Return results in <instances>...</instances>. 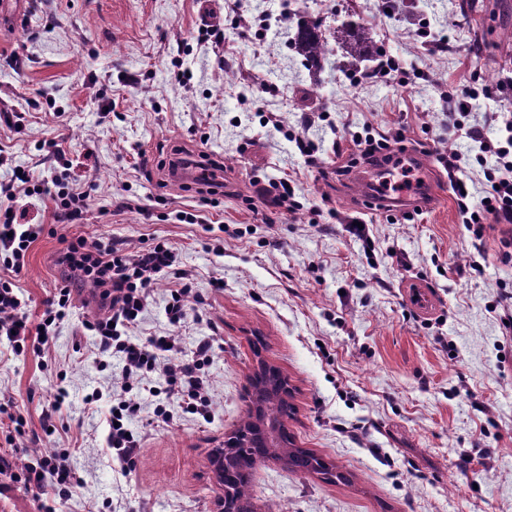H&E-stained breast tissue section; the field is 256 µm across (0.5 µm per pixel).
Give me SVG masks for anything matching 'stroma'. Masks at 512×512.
<instances>
[{"instance_id": "obj_1", "label": "stroma", "mask_w": 512, "mask_h": 512, "mask_svg": "<svg viewBox=\"0 0 512 512\" xmlns=\"http://www.w3.org/2000/svg\"><path fill=\"white\" fill-rule=\"evenodd\" d=\"M408 5L406 18L378 0H12L23 22L0 27V113L22 119L15 130L0 124V184L23 168L41 187L68 163L79 190L91 193L79 224L59 223L49 196L15 202L43 227L11 277L30 323L69 275L57 261L64 241L112 238L131 250L161 243L176 253L196 299L171 327L175 281L162 276L131 334L175 333L187 356L210 339L214 353L209 417L187 412L179 396L140 391L129 423L139 449L120 471L105 438L121 367L102 362L83 329L103 310L93 286L79 285L48 350L18 355L0 344V407L27 420L16 438L0 423V448L14 443L22 460L49 448L65 455L73 485L50 502L13 482L0 512H217L208 455L245 414L256 333L290 382L296 445L334 462L350 482L293 475L270 459L254 471L255 512H512V335L500 322L503 293L512 292V262H502L500 247L512 224L486 228L474 247L432 156L471 146L449 141L441 125L442 93L471 72L508 86L497 101L477 100L470 123L492 138L490 114L512 113V53L489 45L493 32L512 30V0ZM284 10L330 26L353 13L370 21L410 84L357 85L330 67L312 80L289 48ZM237 15L248 27L234 24ZM206 21L223 27L222 44L198 40ZM228 59L238 70L231 84ZM420 69L427 78H416ZM308 112L328 118L307 128ZM396 122L408 141L428 147L420 160L433 192L414 222L369 207L356 172L336 173L353 152V132ZM294 131L318 144L326 176L304 166ZM51 139L63 160L47 157L42 145ZM176 147L222 165L217 203L201 205L195 185L157 170ZM145 160L152 175L141 169ZM277 178L292 181L302 208L268 220L255 183ZM182 211L196 223L179 221ZM348 216L368 224L373 251L346 231ZM415 284L432 292L431 313L407 303ZM61 387L69 396L59 406ZM96 388L101 399L85 404ZM161 406L168 418L158 416Z\"/></svg>"}]
</instances>
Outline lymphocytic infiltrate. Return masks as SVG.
Returning a JSON list of instances; mask_svg holds the SVG:
<instances>
[{
  "label": "lymphocytic infiltrate",
  "mask_w": 512,
  "mask_h": 512,
  "mask_svg": "<svg viewBox=\"0 0 512 512\" xmlns=\"http://www.w3.org/2000/svg\"><path fill=\"white\" fill-rule=\"evenodd\" d=\"M502 84H483L478 74H471L468 84L446 94L444 126L449 138L466 136L477 147L475 155L455 149L438 151L437 160L448 174L456 193L462 224L475 239H482L488 222L512 224V116L504 117L505 133L496 139L482 135L467 119L478 99H495ZM352 142L364 163L390 160L393 154L405 152L406 136L397 125L378 133L353 136ZM479 166L484 176V195L478 204L468 205L464 176L471 166ZM28 174L17 173L13 183L0 186V268L20 273L35 232L23 228L24 212L13 201L17 193H30ZM50 198L59 220L76 224L88 210L89 192L78 190L71 169L56 175ZM60 262L76 272L95 289L99 305L107 309L104 318L85 321L83 327L92 332L101 355L119 358L123 364L117 381L120 395L111 409L108 444L120 464L131 463L139 446L126 422L135 413L133 391L149 390L151 395H179L188 412L210 414L209 380L206 368L211 360L212 341L197 345L191 357H184L177 336H152L144 340L130 336L129 331L144 311L151 287L160 276L172 272L174 253L161 245L128 250L116 241H68L60 254ZM26 306L9 280L0 278V337L7 338L13 351L26 346L44 350L49 344L50 329L63 321L71 306L69 286L58 288L45 301V309L37 327H29L24 314ZM161 373L164 387H145L154 373ZM0 477L25 481L37 489L52 488L54 495L64 498L69 493L72 469L65 456L55 454L37 458L36 462H16L12 455L0 454Z\"/></svg>",
  "instance_id": "lymphocytic-infiltrate-1"
}]
</instances>
